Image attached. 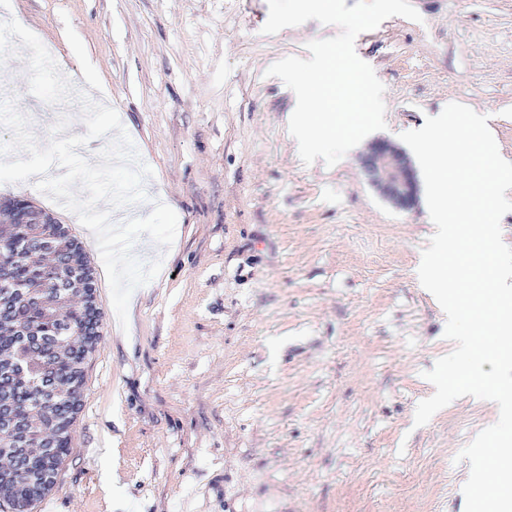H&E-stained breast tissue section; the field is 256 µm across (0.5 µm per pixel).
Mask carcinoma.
Returning a JSON list of instances; mask_svg holds the SVG:
<instances>
[{"label": "carcinoma", "mask_w": 512, "mask_h": 512, "mask_svg": "<svg viewBox=\"0 0 512 512\" xmlns=\"http://www.w3.org/2000/svg\"><path fill=\"white\" fill-rule=\"evenodd\" d=\"M20 204L0 202V507L31 512L69 454L99 309L68 227L27 224Z\"/></svg>", "instance_id": "1"}]
</instances>
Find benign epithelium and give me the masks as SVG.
Segmentation results:
<instances>
[{
	"mask_svg": "<svg viewBox=\"0 0 512 512\" xmlns=\"http://www.w3.org/2000/svg\"><path fill=\"white\" fill-rule=\"evenodd\" d=\"M363 169L371 184L394 205L409 208L414 204L417 192L414 172L400 149L386 141L375 143Z\"/></svg>",
	"mask_w": 512,
	"mask_h": 512,
	"instance_id": "1",
	"label": "benign epithelium"
}]
</instances>
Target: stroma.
<instances>
[{
	"label": "stroma",
	"instance_id": "1",
	"mask_svg": "<svg viewBox=\"0 0 512 512\" xmlns=\"http://www.w3.org/2000/svg\"><path fill=\"white\" fill-rule=\"evenodd\" d=\"M410 2L420 21L355 40L387 127L329 167L302 163L296 96L266 70L337 26L262 34L267 0H8L77 89H107L153 171L142 212L177 215L168 251L132 247L163 266L124 330L94 235L34 184H0L80 242L102 313L69 454L33 512H464L456 456L495 412L463 396L414 427L423 373L454 347L416 275L435 226L425 191L395 207L360 158L458 102L512 162V0ZM0 97L39 144L64 114L87 131L77 103L30 94L24 55L0 66Z\"/></svg>",
	"mask_w": 512,
	"mask_h": 512
}]
</instances>
